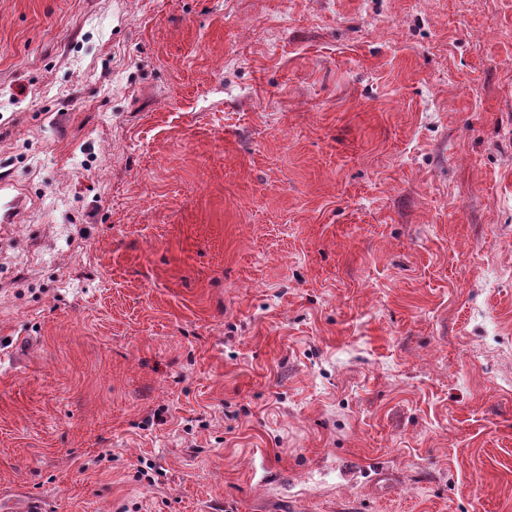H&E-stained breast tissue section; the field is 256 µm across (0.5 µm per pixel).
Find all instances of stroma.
Listing matches in <instances>:
<instances>
[{"mask_svg":"<svg viewBox=\"0 0 512 512\" xmlns=\"http://www.w3.org/2000/svg\"><path fill=\"white\" fill-rule=\"evenodd\" d=\"M7 209L0 512H512V0H0Z\"/></svg>","mask_w":512,"mask_h":512,"instance_id":"1","label":"stroma"}]
</instances>
